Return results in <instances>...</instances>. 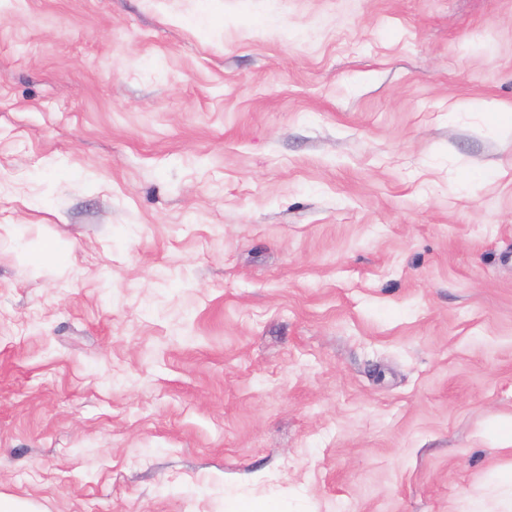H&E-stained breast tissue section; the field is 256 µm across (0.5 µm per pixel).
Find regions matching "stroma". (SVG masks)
<instances>
[{"label":"stroma","instance_id":"obj_1","mask_svg":"<svg viewBox=\"0 0 512 512\" xmlns=\"http://www.w3.org/2000/svg\"><path fill=\"white\" fill-rule=\"evenodd\" d=\"M511 436L512 0H0V495L460 512Z\"/></svg>","mask_w":512,"mask_h":512}]
</instances>
